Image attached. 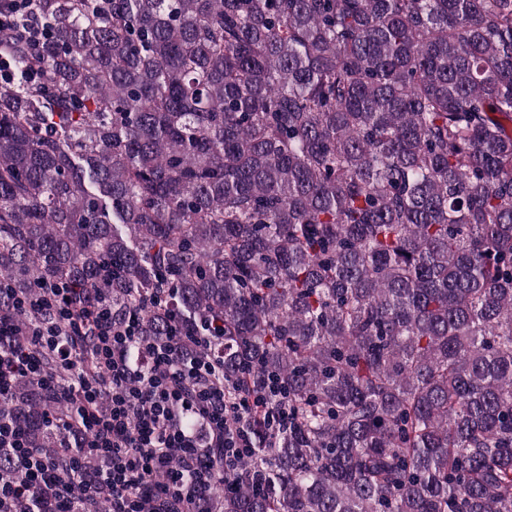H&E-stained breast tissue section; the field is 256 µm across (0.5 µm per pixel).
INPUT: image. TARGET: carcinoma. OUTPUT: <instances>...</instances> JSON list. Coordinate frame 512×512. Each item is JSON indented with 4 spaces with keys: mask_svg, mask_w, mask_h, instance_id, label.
I'll return each mask as SVG.
<instances>
[{
    "mask_svg": "<svg viewBox=\"0 0 512 512\" xmlns=\"http://www.w3.org/2000/svg\"><path fill=\"white\" fill-rule=\"evenodd\" d=\"M31 8L37 50L0 32V315L60 281L222 360L255 448L197 512H512V0ZM72 408L0 399L64 479Z\"/></svg>",
    "mask_w": 512,
    "mask_h": 512,
    "instance_id": "1",
    "label": "carcinoma"
}]
</instances>
